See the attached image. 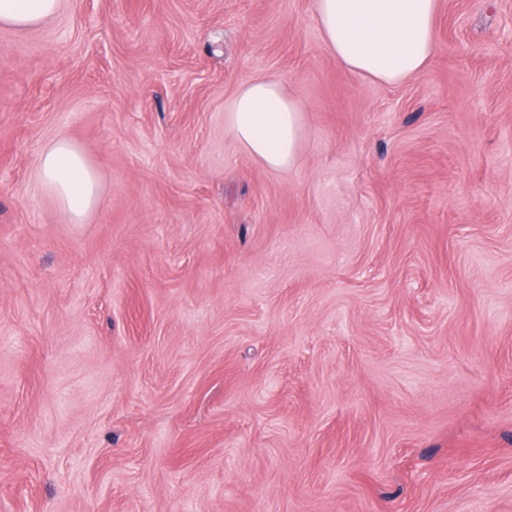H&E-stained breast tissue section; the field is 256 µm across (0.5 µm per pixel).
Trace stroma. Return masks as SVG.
Returning a JSON list of instances; mask_svg holds the SVG:
<instances>
[{
  "label": "stroma",
  "instance_id": "stroma-1",
  "mask_svg": "<svg viewBox=\"0 0 512 512\" xmlns=\"http://www.w3.org/2000/svg\"><path fill=\"white\" fill-rule=\"evenodd\" d=\"M435 41L388 85L314 0L0 27V512H512V0ZM259 76L306 109L284 171L225 121ZM38 177L73 224H83L100 201L98 172L68 136L57 137L41 151Z\"/></svg>",
  "mask_w": 512,
  "mask_h": 512
}]
</instances>
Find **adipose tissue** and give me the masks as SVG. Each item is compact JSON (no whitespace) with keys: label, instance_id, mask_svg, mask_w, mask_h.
Listing matches in <instances>:
<instances>
[{"label":"adipose tissue","instance_id":"adipose-tissue-1","mask_svg":"<svg viewBox=\"0 0 512 512\" xmlns=\"http://www.w3.org/2000/svg\"><path fill=\"white\" fill-rule=\"evenodd\" d=\"M62 0H0V26L20 31L42 25ZM438 0H314L326 49L346 70L381 83L419 74L435 50ZM302 105L273 78L244 82L226 111L239 145L267 169L293 167L303 134ZM38 177L71 223H84L100 201L97 170L68 136L38 159Z\"/></svg>","mask_w":512,"mask_h":512}]
</instances>
